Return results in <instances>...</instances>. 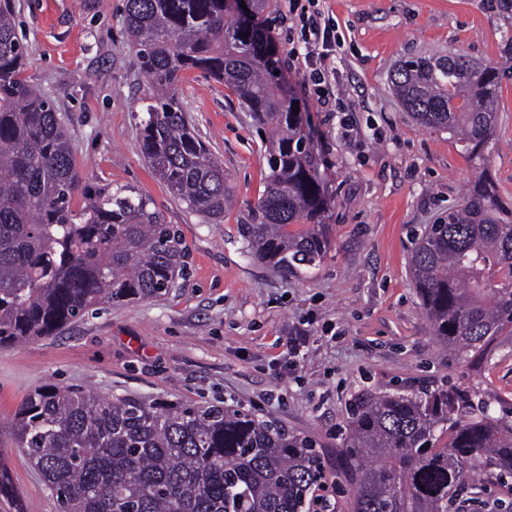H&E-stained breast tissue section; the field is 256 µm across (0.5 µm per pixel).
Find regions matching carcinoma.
<instances>
[{
    "mask_svg": "<svg viewBox=\"0 0 512 512\" xmlns=\"http://www.w3.org/2000/svg\"><path fill=\"white\" fill-rule=\"evenodd\" d=\"M231 0H126L125 24L153 89L139 119L143 157L191 213L224 220L234 192L179 97L183 75L224 82L264 133L268 172L243 250L283 274H305L328 242L324 187L303 115L275 62L243 31ZM26 52L0 6V348L51 336L99 304L159 298L185 269L178 228L129 187L89 189L55 107L24 76ZM504 71L461 55L397 63L392 85L423 127L462 142L479 172L460 208L432 224L409 259L436 341L477 362L512 334V203L485 150L498 126ZM7 435L62 512H310L327 480L317 442L219 405L107 398L45 384ZM491 474L512 479V416L476 407L456 387L364 393L340 430L336 477L352 512H453Z\"/></svg>",
    "mask_w": 512,
    "mask_h": 512,
    "instance_id": "1",
    "label": "carcinoma"
}]
</instances>
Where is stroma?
Instances as JSON below:
<instances>
[{"label": "stroma", "instance_id": "stroma-1", "mask_svg": "<svg viewBox=\"0 0 512 512\" xmlns=\"http://www.w3.org/2000/svg\"><path fill=\"white\" fill-rule=\"evenodd\" d=\"M26 48L24 75L65 123L83 182L146 194L185 243L186 272L160 299L112 303L61 333L0 349V425L54 383L103 396L242 406L317 438L336 462V431L353 398L453 383L512 410V339L481 362L433 338L409 277L424 228L457 207L475 171L448 133L420 126L391 84L401 59L461 53L496 62L512 18L486 0H321L340 45L329 65L345 113L322 107L287 54L288 0H271L269 34L302 112L326 198L329 246L304 276L248 258L240 225L264 190L262 140L233 92L200 71L179 96L219 158L235 203L218 224L186 211L151 172L137 125L150 88L123 22L125 0H10ZM488 168L512 201V78L502 83ZM348 125H341V118ZM10 477L0 512H60L40 473L0 435Z\"/></svg>", "mask_w": 512, "mask_h": 512}]
</instances>
